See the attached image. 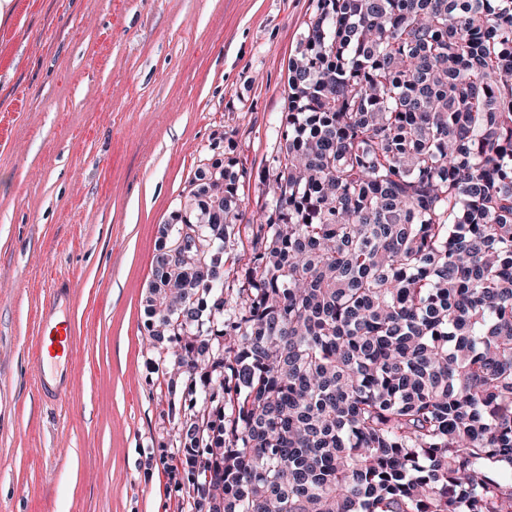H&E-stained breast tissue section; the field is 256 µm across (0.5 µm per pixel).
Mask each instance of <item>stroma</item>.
I'll return each mask as SVG.
<instances>
[{
  "label": "stroma",
  "mask_w": 512,
  "mask_h": 512,
  "mask_svg": "<svg viewBox=\"0 0 512 512\" xmlns=\"http://www.w3.org/2000/svg\"><path fill=\"white\" fill-rule=\"evenodd\" d=\"M316 0H15L0 22V512H190L143 300L195 172L223 156L246 219ZM66 397L37 389L56 281Z\"/></svg>",
  "instance_id": "obj_1"
}]
</instances>
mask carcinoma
Wrapping results in <instances>:
<instances>
[{
    "label": "carcinoma",
    "mask_w": 512,
    "mask_h": 512,
    "mask_svg": "<svg viewBox=\"0 0 512 512\" xmlns=\"http://www.w3.org/2000/svg\"><path fill=\"white\" fill-rule=\"evenodd\" d=\"M271 207L233 157L160 228L146 329L194 512H512V0H316Z\"/></svg>",
    "instance_id": "carcinoma-1"
}]
</instances>
